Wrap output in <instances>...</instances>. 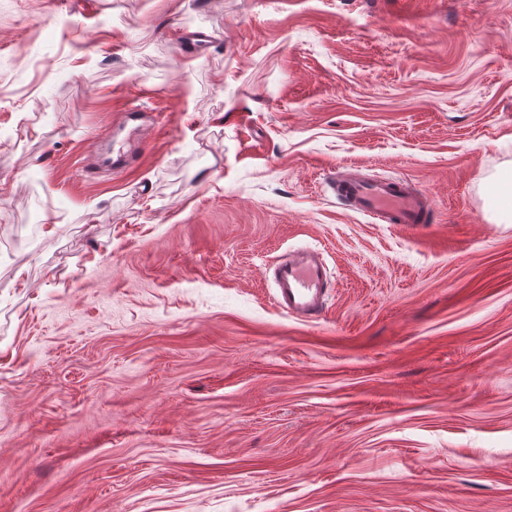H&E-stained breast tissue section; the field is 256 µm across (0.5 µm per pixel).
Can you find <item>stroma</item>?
I'll return each instance as SVG.
<instances>
[{"label":"stroma","instance_id":"obj_1","mask_svg":"<svg viewBox=\"0 0 512 512\" xmlns=\"http://www.w3.org/2000/svg\"><path fill=\"white\" fill-rule=\"evenodd\" d=\"M509 175L512 0H0V512H512ZM122 119L124 127H129L126 137L119 142H112V133L106 131L98 151L92 156L97 163L114 172H122L140 164L149 144L144 127L155 124L153 113L147 107L135 103L126 105ZM329 181L336 194L357 210L387 224H425L431 208L428 197L410 190L406 182L366 181L353 169L333 171ZM274 300L291 316H320L329 291V275L321 254L303 249L288 253L272 268Z\"/></svg>","mask_w":512,"mask_h":512}]
</instances>
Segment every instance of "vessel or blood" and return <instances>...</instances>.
I'll list each match as a JSON object with an SVG mask.
<instances>
[{
	"label": "vessel or blood",
	"mask_w": 512,
	"mask_h": 512,
	"mask_svg": "<svg viewBox=\"0 0 512 512\" xmlns=\"http://www.w3.org/2000/svg\"><path fill=\"white\" fill-rule=\"evenodd\" d=\"M128 133L114 141L104 133L95 154L97 164L122 172L140 164L149 140L145 126L154 115L139 104H127L122 112ZM330 186L337 195L354 203L357 210L389 224L425 223L431 208L427 196L412 191L406 183L367 181L353 170L332 173ZM274 300L277 307L291 316L314 319L320 316L329 291L327 267L318 251L303 249L288 253L272 268Z\"/></svg>",
	"instance_id": "vessel-or-blood-1"
}]
</instances>
